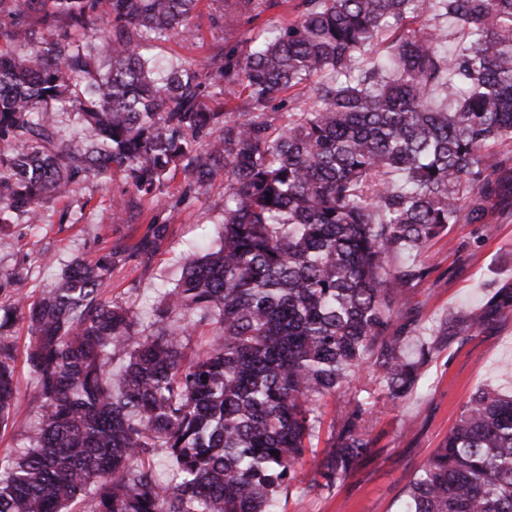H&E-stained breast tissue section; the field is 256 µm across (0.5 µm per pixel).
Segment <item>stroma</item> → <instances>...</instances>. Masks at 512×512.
Returning <instances> with one entry per match:
<instances>
[{
	"mask_svg": "<svg viewBox=\"0 0 512 512\" xmlns=\"http://www.w3.org/2000/svg\"><path fill=\"white\" fill-rule=\"evenodd\" d=\"M300 0H282L257 21L226 32L214 22L210 0H201L184 40L154 43L146 56L182 58L196 68L208 66L221 48H233L267 33L294 15ZM123 174L89 179L76 193L44 202L37 223L13 214L0 227V306L16 295L30 298L54 286L76 259L96 261L112 254L115 267L105 285L108 299L132 307L141 326H149L164 292L181 274L185 259L217 236L224 209V178L193 189L183 173L165 184L162 205L140 202L126 220L112 218L116 200L129 197ZM431 273L409 291L421 325L460 307L480 305L496 285L512 283V214L491 224H457L421 256ZM512 389V315L464 345L442 347L421 372L418 385L397 405L378 406L373 417L375 443L367 460L345 483L330 491L291 492L279 499L277 512H398L412 475L445 441L463 405L478 389ZM17 404L13 425L0 432V455L26 443L34 422L30 401L35 379L25 363L17 365Z\"/></svg>",
	"mask_w": 512,
	"mask_h": 512,
	"instance_id": "35a3bbf8",
	"label": "stroma"
}]
</instances>
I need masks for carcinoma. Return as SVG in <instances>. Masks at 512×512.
<instances>
[{
    "instance_id": "obj_1",
    "label": "carcinoma",
    "mask_w": 512,
    "mask_h": 512,
    "mask_svg": "<svg viewBox=\"0 0 512 512\" xmlns=\"http://www.w3.org/2000/svg\"><path fill=\"white\" fill-rule=\"evenodd\" d=\"M198 2L0 0V224L13 210L36 221L90 176L121 171L157 202L173 172L202 187L224 170L214 245L184 264L154 331L102 296L110 253L0 311V429L17 401L19 314L37 381L27 445L0 457V512H270L283 491L331 490L368 455L378 404L410 394L439 345L512 313L504 283L431 341L403 316L433 241L512 211V0H301L204 74L142 53L185 36ZM212 2L230 31L275 0ZM308 87L273 132L269 104ZM207 90L245 92L248 109L212 112ZM65 117L84 142L61 141ZM364 372L380 395L341 402L307 479L321 402ZM160 448L167 485L151 466ZM400 512H512V393L472 396Z\"/></svg>"
}]
</instances>
